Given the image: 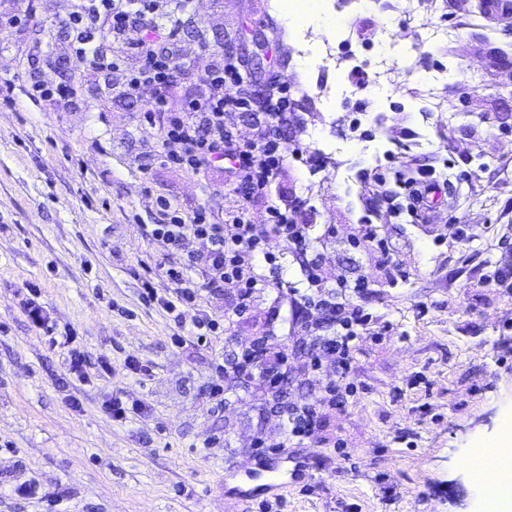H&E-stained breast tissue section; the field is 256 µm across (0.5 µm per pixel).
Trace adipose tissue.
Returning <instances> with one entry per match:
<instances>
[{
	"mask_svg": "<svg viewBox=\"0 0 512 512\" xmlns=\"http://www.w3.org/2000/svg\"><path fill=\"white\" fill-rule=\"evenodd\" d=\"M464 463L474 473L482 512H512V430L479 439Z\"/></svg>",
	"mask_w": 512,
	"mask_h": 512,
	"instance_id": "1",
	"label": "adipose tissue"
}]
</instances>
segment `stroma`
Listing matches in <instances>:
<instances>
[{"instance_id": "obj_1", "label": "stroma", "mask_w": 512, "mask_h": 512, "mask_svg": "<svg viewBox=\"0 0 512 512\" xmlns=\"http://www.w3.org/2000/svg\"><path fill=\"white\" fill-rule=\"evenodd\" d=\"M329 2L311 39L346 28L366 48L364 72L391 60L395 93L301 63L279 0H187L183 64L147 122L154 91L125 95L142 61L107 22L97 39L116 65L90 69L73 51L77 0H0V512H478L459 460L512 408V23L489 24L480 0H421L425 30L373 0ZM386 27L403 53L387 55ZM215 51L240 56L256 89L289 83L296 101L286 136L300 153L254 200L253 223L273 202L308 225L323 294L340 278L371 282L348 296L372 333L354 341L342 397L329 394L335 355L310 364L331 328L289 293L265 289L237 318L212 288L181 317L165 308L177 290L163 267L204 258L206 244L170 249L151 226L236 203L225 162L195 175L159 156L169 114L202 93ZM60 85L70 102L50 94ZM321 85L343 92L347 111L308 97ZM418 162L447 188L413 224L372 176ZM363 224L377 225L401 276L376 244L354 245ZM214 321L219 331L202 333ZM68 334L83 374L58 342ZM262 337L288 357L275 390L269 365L229 369ZM115 398L126 417H112ZM289 404L310 405L312 438L286 440ZM265 467L293 476L268 493ZM20 485L33 494L17 496Z\"/></svg>"}]
</instances>
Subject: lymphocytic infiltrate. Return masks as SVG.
I'll return each instance as SVG.
<instances>
[{"instance_id":"1","label":"lymphocytic infiltrate","mask_w":512,"mask_h":512,"mask_svg":"<svg viewBox=\"0 0 512 512\" xmlns=\"http://www.w3.org/2000/svg\"><path fill=\"white\" fill-rule=\"evenodd\" d=\"M173 0H80L73 15L75 51L92 68H112L113 62L97 43L93 24L98 15H107L113 38H122L132 16L154 22L157 14L168 12ZM163 44L143 38L133 43L142 65L126 85L125 93L139 97L142 87H153L164 95L172 73L178 66L180 51L178 28H165ZM205 81L208 93L186 101L181 111L171 113L162 139L161 158L193 174L206 172L216 160L231 161L228 193L237 199L235 208L226 214L224 223H214L207 209H199L189 220L172 219L156 225L153 236L167 246L176 248L188 237L205 240L208 244L207 287L224 289L236 300L235 314L246 313L256 293L265 288L281 287L275 270L281 269L287 254L303 255L309 249L307 227L295 223L288 208L274 204L267 208V226L259 228L250 220L252 201L262 196L267 186L280 174L288 160V147L281 137L294 119L295 101L288 86H272L263 101L267 121L258 138L240 140L224 123L228 112L251 111L255 100L250 92L251 80L242 60L226 54L216 60ZM381 196L397 194L406 201L409 216L418 218L429 207L428 194L437 179L434 169L419 165L415 175L395 172L393 177H374ZM308 286L303 300L307 307L326 314L340 330L326 338L325 348L335 354L340 375H347L351 366L355 337L368 334L365 319L355 314L342 297L344 291L362 292L369 288L365 277L340 281V294L327 297L320 293L321 265L319 258H309L305 269Z\"/></svg>"}]
</instances>
